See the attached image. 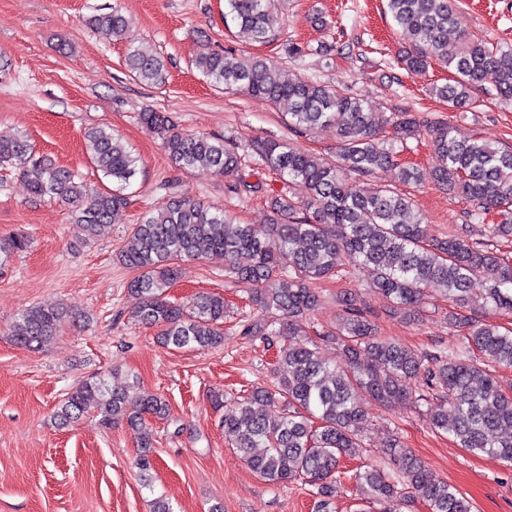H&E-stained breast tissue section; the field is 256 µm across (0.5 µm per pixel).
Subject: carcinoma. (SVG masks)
<instances>
[{
    "instance_id": "cac0c4a2",
    "label": "carcinoma",
    "mask_w": 512,
    "mask_h": 512,
    "mask_svg": "<svg viewBox=\"0 0 512 512\" xmlns=\"http://www.w3.org/2000/svg\"><path fill=\"white\" fill-rule=\"evenodd\" d=\"M274 6L275 0H224V25L252 42H270ZM386 8L411 42L398 56L402 69L422 75L436 61L455 71L453 82L432 87L448 106L473 107L477 91L512 102V48L473 32L448 39L458 0H386ZM87 23L116 40H128L130 20L117 9L93 14ZM124 62L137 81L165 84L163 57L131 43ZM194 65L216 87L273 105L288 103V126L294 132L330 129L338 144L337 160L329 163L286 141L236 144L180 129L164 112L139 114L140 121L162 137L175 166L233 176L228 189L237 195L258 190L238 178L247 155L308 189L301 204L283 195L268 201L271 215L263 235L201 201L171 197L132 225L120 255L125 265L138 271L128 287L132 316L158 327L163 347L205 350L224 344L223 296L203 293L177 304L166 294L177 275L175 261L211 256L224 258V276L245 286L257 309L242 319L240 334L279 345L277 379L271 386L257 387L229 405L224 404V394H211L214 407L224 410L228 445L267 482L310 479L317 486L321 512H330L341 461L356 456L362 447L358 432L367 412L358 392L364 391L383 405L424 402L436 431L469 451L494 455L511 468L512 390L505 389L487 366L512 368V330L468 315L465 309L476 304L471 284L480 279L485 288L479 308L494 314L512 312V260L488 241L471 240L462 229L428 237L412 198L386 185L354 184L350 176H370L397 166L401 183L419 182L418 169L398 166L396 155L424 131L437 157L434 182L469 203L467 216L472 220L498 210L501 220L491 226L490 236L512 241V147L481 137L461 140L448 123L401 110L381 120L360 96L288 74L273 57H242L204 46ZM384 125L393 128L390 141L378 137ZM84 139L92 161L112 187L87 186L73 170L36 152L25 136L0 138V168L19 172L30 201L48 198L68 205L86 239L101 226L115 223L126 208L125 190L137 174L139 159L107 127L88 128ZM29 247L30 239L23 234L3 239L0 259ZM347 260L372 272V287L391 301L390 313L405 320L415 315L428 289L443 291L457 306L448 311V328L459 333V345L418 354L381 338L372 316L350 292L336 296L341 313L334 329L315 339L308 336L303 318L320 302L311 284L340 275ZM77 318L64 304L33 306L13 322L9 336L21 347L38 348L57 336L65 322ZM320 340L340 347V361L328 364L321 359ZM413 381L423 388L416 398ZM130 389L128 383L111 385L101 375L81 380L60 401L54 420L66 427L93 408L104 426L126 422L137 434L135 465L144 474L152 469L148 419L168 418L169 406L156 394L133 400ZM256 405H276L279 415L272 418L255 410ZM385 448L397 474L377 468L355 474L364 499L384 504V512H399L402 504L415 499L423 501L428 512H471L468 500L435 478L398 438L389 436Z\"/></svg>"
}]
</instances>
